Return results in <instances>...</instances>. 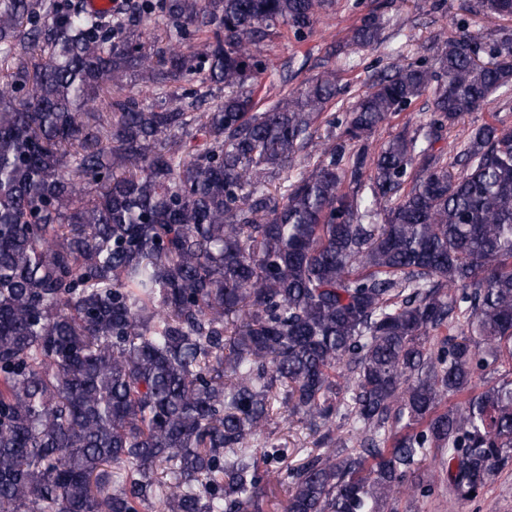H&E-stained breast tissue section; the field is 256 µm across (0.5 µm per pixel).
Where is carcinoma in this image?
<instances>
[{"label":"carcinoma","instance_id":"1","mask_svg":"<svg viewBox=\"0 0 512 512\" xmlns=\"http://www.w3.org/2000/svg\"><path fill=\"white\" fill-rule=\"evenodd\" d=\"M331 6L0 0V512H269L273 481L286 512H385L433 448L460 502L512 462V369L476 381L512 366V127L434 150L512 89V42L485 63L438 38L339 118L340 68L265 84L259 49ZM382 29L367 15L352 43ZM425 94L429 129L370 152ZM322 122L319 161L273 195ZM283 410L324 452L262 471Z\"/></svg>","mask_w":512,"mask_h":512}]
</instances>
